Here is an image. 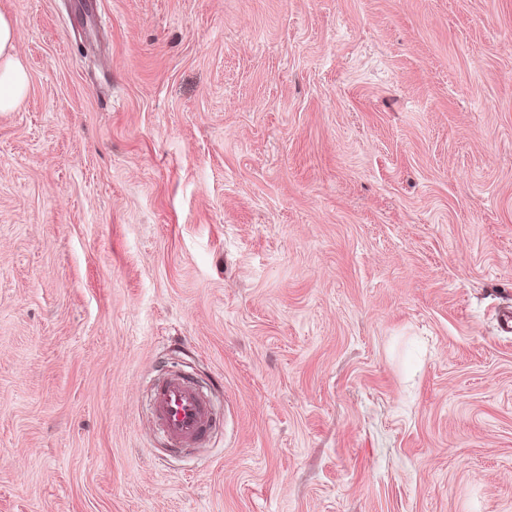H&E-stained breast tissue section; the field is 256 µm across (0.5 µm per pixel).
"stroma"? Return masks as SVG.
I'll return each mask as SVG.
<instances>
[{
  "mask_svg": "<svg viewBox=\"0 0 512 512\" xmlns=\"http://www.w3.org/2000/svg\"><path fill=\"white\" fill-rule=\"evenodd\" d=\"M78 2L0 0V512H512V0ZM18 40L13 18L0 12V112L18 108L27 91L28 73L15 51ZM151 415L157 432L177 448H197L219 423L206 394L178 372H168L155 383Z\"/></svg>",
  "mask_w": 512,
  "mask_h": 512,
  "instance_id": "obj_1",
  "label": "stroma"
}]
</instances>
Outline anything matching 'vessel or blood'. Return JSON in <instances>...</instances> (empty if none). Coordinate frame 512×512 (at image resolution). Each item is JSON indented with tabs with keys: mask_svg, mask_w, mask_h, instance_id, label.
Segmentation results:
<instances>
[{
	"mask_svg": "<svg viewBox=\"0 0 512 512\" xmlns=\"http://www.w3.org/2000/svg\"><path fill=\"white\" fill-rule=\"evenodd\" d=\"M151 415L157 432L178 448L203 443L219 423L206 394L178 372L166 373L155 383Z\"/></svg>",
	"mask_w": 512,
	"mask_h": 512,
	"instance_id": "vessel-or-blood-1",
	"label": "vessel or blood"
}]
</instances>
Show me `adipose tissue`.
I'll return each mask as SVG.
<instances>
[{
    "instance_id": "ef3b65f1",
    "label": "adipose tissue",
    "mask_w": 512,
    "mask_h": 512,
    "mask_svg": "<svg viewBox=\"0 0 512 512\" xmlns=\"http://www.w3.org/2000/svg\"><path fill=\"white\" fill-rule=\"evenodd\" d=\"M18 39L13 18L0 12V112L18 108L28 87L27 70L15 51Z\"/></svg>"
}]
</instances>
